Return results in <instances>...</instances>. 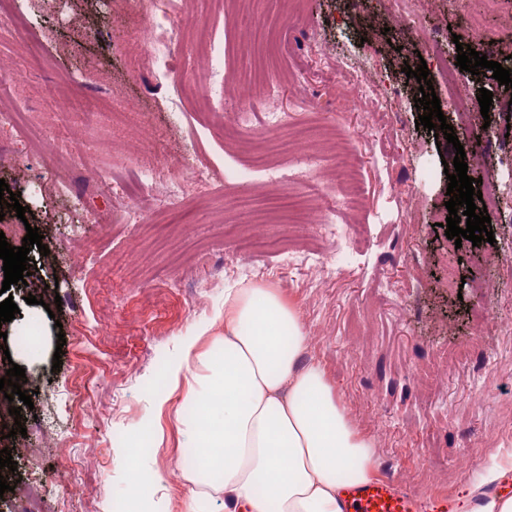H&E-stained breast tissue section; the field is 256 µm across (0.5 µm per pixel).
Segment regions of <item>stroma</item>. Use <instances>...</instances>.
<instances>
[{"mask_svg": "<svg viewBox=\"0 0 512 512\" xmlns=\"http://www.w3.org/2000/svg\"><path fill=\"white\" fill-rule=\"evenodd\" d=\"M173 5L181 35L163 47L142 38L153 19L140 0H0L11 21L0 32V98L47 119L0 130V179L50 250L30 251L26 284L10 288L19 311L0 324V351L23 366L34 402L19 421L0 409V425L27 430L0 449H34L17 472L46 479L45 512H59L62 494L66 512H113L128 493V438L145 433L139 467L159 473L161 488L139 512H184L188 387H172L168 368L187 336L203 349L223 333L225 289L265 280L298 308L310 358L374 439L377 475L421 498H461L492 463H512V88L481 69L493 93L482 185L501 189L487 209L495 240L458 245L443 228L444 165L456 150L416 127L419 85L403 68L431 44L429 78L451 113L441 61L460 44L491 61L512 53V0L476 29L460 0H419L411 13L395 0ZM256 21L287 36V53L267 61L254 51ZM166 63L201 86L177 107L157 77ZM348 66L366 69L376 95L351 93ZM259 75L278 84L274 106L288 123L232 137L237 112L266 109L251 92ZM48 137L84 146L83 161L38 149ZM258 150L282 167L308 224L270 220L273 187L249 163ZM339 150L355 153L362 195L338 221L364 235L336 276L289 265L288 253L332 249L317 224L326 201L348 191L328 162ZM196 166L209 181L188 178ZM111 179L130 197L113 195ZM131 203L146 223L122 222ZM56 301L62 310L49 315ZM86 399L100 412L84 415Z\"/></svg>", "mask_w": 512, "mask_h": 512, "instance_id": "obj_1", "label": "stroma"}]
</instances>
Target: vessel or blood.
I'll use <instances>...</instances> for the list:
<instances>
[{
    "mask_svg": "<svg viewBox=\"0 0 512 512\" xmlns=\"http://www.w3.org/2000/svg\"><path fill=\"white\" fill-rule=\"evenodd\" d=\"M340 498L342 512H451L447 496L422 499L388 477H376L363 484H342Z\"/></svg>",
    "mask_w": 512,
    "mask_h": 512,
    "instance_id": "b4317fda",
    "label": "vessel or blood"
}]
</instances>
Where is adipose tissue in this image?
<instances>
[{"label": "adipose tissue", "instance_id": "obj_1", "mask_svg": "<svg viewBox=\"0 0 512 512\" xmlns=\"http://www.w3.org/2000/svg\"><path fill=\"white\" fill-rule=\"evenodd\" d=\"M188 338L169 368L187 381L195 413L184 425L198 458L186 512L224 498V512H341L340 478L370 480L374 439L360 434L310 338L280 289L258 281L224 293V335L205 352ZM490 468L468 491L466 512H512V496L489 492Z\"/></svg>", "mask_w": 512, "mask_h": 512}]
</instances>
